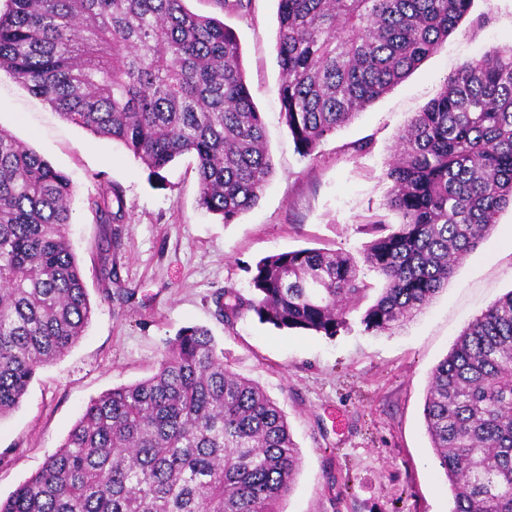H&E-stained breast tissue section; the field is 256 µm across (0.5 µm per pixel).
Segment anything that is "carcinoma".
<instances>
[{"label": "carcinoma", "mask_w": 512, "mask_h": 512, "mask_svg": "<svg viewBox=\"0 0 512 512\" xmlns=\"http://www.w3.org/2000/svg\"><path fill=\"white\" fill-rule=\"evenodd\" d=\"M278 2L281 112L312 157L435 53L474 0ZM0 70L63 119L122 143L152 176L193 155L199 204L225 224L273 172L235 34L186 0H5ZM385 177L400 222H370L363 248L382 288L347 252L272 254L250 269V294L217 296L224 322L253 312L334 336L353 311L371 333L420 313L512 206L511 45L464 62L415 113ZM73 193L63 171L0 128V418L94 314L69 237ZM112 194L92 200L109 243ZM423 415L451 512H512V290L433 369ZM300 467L278 404L189 326L150 378L91 399L0 512H280Z\"/></svg>", "instance_id": "carcinoma-1"}]
</instances>
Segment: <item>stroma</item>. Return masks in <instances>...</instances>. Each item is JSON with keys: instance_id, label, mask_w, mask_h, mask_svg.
I'll return each mask as SVG.
<instances>
[{"instance_id": "35a3bbf8", "label": "stroma", "mask_w": 512, "mask_h": 512, "mask_svg": "<svg viewBox=\"0 0 512 512\" xmlns=\"http://www.w3.org/2000/svg\"><path fill=\"white\" fill-rule=\"evenodd\" d=\"M188 6L235 33L266 126L273 172L257 205L233 223L199 206L191 157L155 178L122 145L63 120L0 71V128L74 184L70 238L95 308L77 345L40 369L19 408L0 419V497L59 448L91 398L150 377L167 342L197 325L209 329L225 364L258 382L287 417L302 467L281 512H451L425 431L424 400L432 369L463 328L512 290L511 208L423 313L393 334L364 333L355 312L348 329L332 337L281 331L252 314L228 327L214 297L229 286L247 290L248 269L262 257L302 248L357 257L367 240L364 224L399 223L384 201L401 131L463 62L512 45V0H474L435 54L307 158L280 114L277 0H252L245 16L215 0ZM360 143L365 151H357ZM104 181L124 204L115 247L91 209ZM106 260L112 290L129 292L128 301L103 300Z\"/></svg>"}]
</instances>
